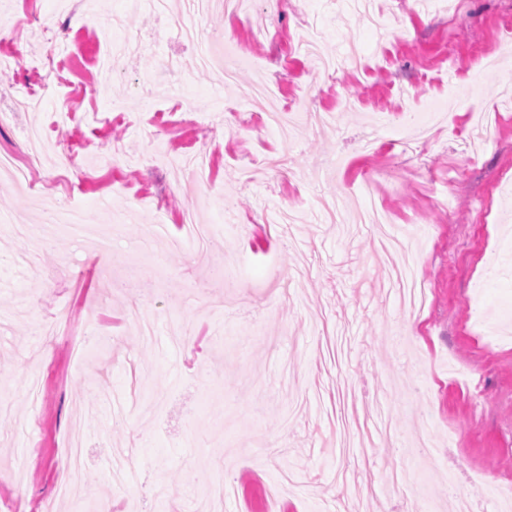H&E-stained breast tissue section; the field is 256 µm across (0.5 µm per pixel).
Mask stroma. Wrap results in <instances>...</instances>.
Here are the masks:
<instances>
[{
	"mask_svg": "<svg viewBox=\"0 0 512 512\" xmlns=\"http://www.w3.org/2000/svg\"><path fill=\"white\" fill-rule=\"evenodd\" d=\"M234 19L221 0L194 17L197 41L167 26L174 0L151 10L134 0H10L0 8V108L9 95L50 85L39 112L0 127L29 182L0 181V512H264L261 489L281 485L271 512H501L512 485V0H252ZM46 25L31 35V20ZM355 50L360 70L325 76L298 51ZM240 60L225 83L198 64V41ZM53 55L86 94L53 91L57 72L32 77ZM110 58L104 96L93 57ZM267 83L268 106L290 99L336 112L337 127H267L248 115L250 91ZM415 96L399 120L392 89ZM463 102L483 118L487 144L468 163L472 125L452 120ZM67 106L72 140L90 153L52 182L54 155L30 164L25 131L49 127ZM204 149L209 180L195 182L170 155ZM285 159L277 169L262 159ZM375 176L387 230L406 241L428 291L422 313L379 291L371 270L377 235L324 223L322 200L348 196ZM76 206L88 222L111 215L113 250L125 264L104 277L92 244L57 228L46 243L15 234L44 207ZM210 225L206 250L174 243L183 212ZM72 315L86 337L112 334L74 362L46 340V321ZM199 339L186 349L184 339ZM345 381L365 406L382 400L387 438L336 455L326 415ZM128 407L114 425L110 404ZM83 442L71 471L63 444ZM425 434L428 447H413ZM400 470L403 493L384 476Z\"/></svg>",
	"mask_w": 512,
	"mask_h": 512,
	"instance_id": "1",
	"label": "stroma"
}]
</instances>
